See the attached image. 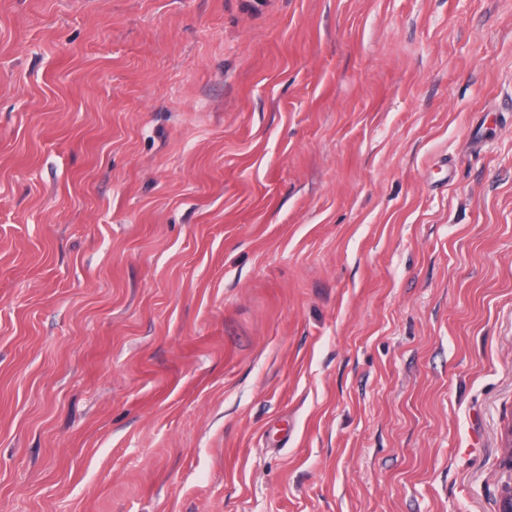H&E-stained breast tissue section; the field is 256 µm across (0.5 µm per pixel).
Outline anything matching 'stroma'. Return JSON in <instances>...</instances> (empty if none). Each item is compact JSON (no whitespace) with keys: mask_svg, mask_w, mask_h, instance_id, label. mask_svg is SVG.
Masks as SVG:
<instances>
[{"mask_svg":"<svg viewBox=\"0 0 512 512\" xmlns=\"http://www.w3.org/2000/svg\"><path fill=\"white\" fill-rule=\"evenodd\" d=\"M512 0H0V512H497Z\"/></svg>","mask_w":512,"mask_h":512,"instance_id":"stroma-1","label":"stroma"}]
</instances>
